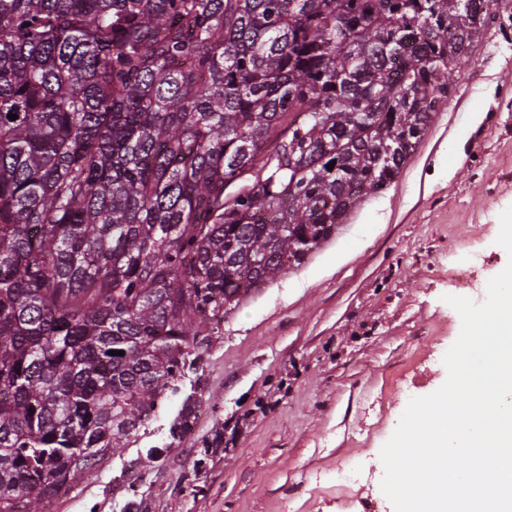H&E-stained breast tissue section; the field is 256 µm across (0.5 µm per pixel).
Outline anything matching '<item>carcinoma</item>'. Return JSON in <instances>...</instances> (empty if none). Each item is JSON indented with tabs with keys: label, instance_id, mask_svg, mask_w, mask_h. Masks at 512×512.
Masks as SVG:
<instances>
[{
	"label": "carcinoma",
	"instance_id": "obj_1",
	"mask_svg": "<svg viewBox=\"0 0 512 512\" xmlns=\"http://www.w3.org/2000/svg\"><path fill=\"white\" fill-rule=\"evenodd\" d=\"M495 21L486 0H0V512L128 447L226 308L394 181Z\"/></svg>",
	"mask_w": 512,
	"mask_h": 512
}]
</instances>
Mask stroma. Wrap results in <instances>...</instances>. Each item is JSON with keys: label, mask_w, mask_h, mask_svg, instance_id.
<instances>
[{"label": "stroma", "mask_w": 512, "mask_h": 512, "mask_svg": "<svg viewBox=\"0 0 512 512\" xmlns=\"http://www.w3.org/2000/svg\"><path fill=\"white\" fill-rule=\"evenodd\" d=\"M490 9L504 25L478 42L398 177L228 310L180 395L41 512H394L379 454L409 400L447 378L461 318L445 298L484 299L512 261L496 242L512 206V0ZM192 392L195 428L171 442ZM219 427L223 448L195 470Z\"/></svg>", "instance_id": "35a3bbf8"}]
</instances>
